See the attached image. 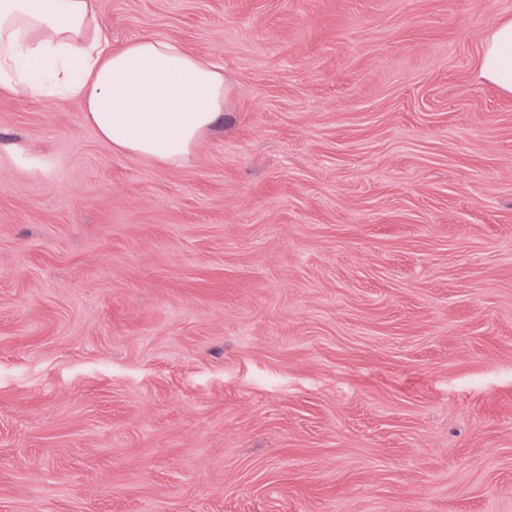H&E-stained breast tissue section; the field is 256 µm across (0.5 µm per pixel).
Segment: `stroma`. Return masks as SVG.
Here are the masks:
<instances>
[{
	"label": "stroma",
	"instance_id": "obj_1",
	"mask_svg": "<svg viewBox=\"0 0 512 512\" xmlns=\"http://www.w3.org/2000/svg\"><path fill=\"white\" fill-rule=\"evenodd\" d=\"M97 4L224 121L0 89V512H512V0ZM480 75L502 89L512 91V21L499 24L487 37Z\"/></svg>",
	"mask_w": 512,
	"mask_h": 512
}]
</instances>
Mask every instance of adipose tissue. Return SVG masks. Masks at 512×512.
I'll return each instance as SVG.
<instances>
[{
	"instance_id": "1",
	"label": "adipose tissue",
	"mask_w": 512,
	"mask_h": 512,
	"mask_svg": "<svg viewBox=\"0 0 512 512\" xmlns=\"http://www.w3.org/2000/svg\"><path fill=\"white\" fill-rule=\"evenodd\" d=\"M97 0H0V88L78 103L115 152L179 167L224 119V72L173 40L113 46ZM481 76L512 91V21L487 37Z\"/></svg>"
}]
</instances>
